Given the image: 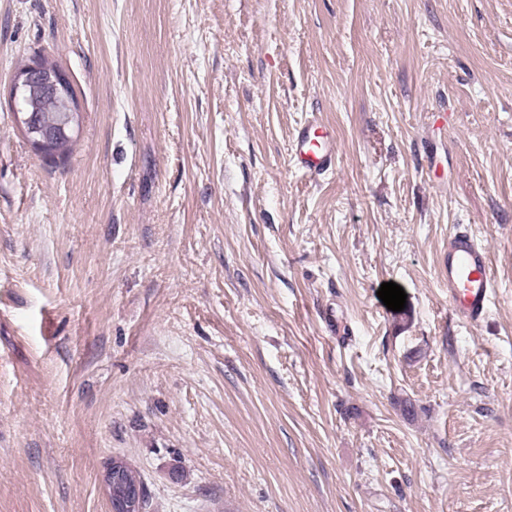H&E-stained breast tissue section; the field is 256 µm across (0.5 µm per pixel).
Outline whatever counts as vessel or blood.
I'll return each mask as SVG.
<instances>
[{
	"label": "vessel or blood",
	"mask_w": 512,
	"mask_h": 512,
	"mask_svg": "<svg viewBox=\"0 0 512 512\" xmlns=\"http://www.w3.org/2000/svg\"><path fill=\"white\" fill-rule=\"evenodd\" d=\"M290 156L304 174L320 175L332 168L336 146L327 132L306 124L293 138ZM447 267L450 307L463 321L479 322L496 288L486 246L470 231L450 234Z\"/></svg>",
	"instance_id": "obj_1"
}]
</instances>
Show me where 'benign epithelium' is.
Wrapping results in <instances>:
<instances>
[{"label":"benign epithelium","instance_id":"obj_1","mask_svg":"<svg viewBox=\"0 0 512 512\" xmlns=\"http://www.w3.org/2000/svg\"><path fill=\"white\" fill-rule=\"evenodd\" d=\"M70 77L60 66L39 57L14 73L10 86V99L16 124L28 136L29 145L37 154L46 147L61 142V133L56 128L40 125L34 112L36 98L51 93L63 104L61 111L68 113L65 126L73 134L80 133L79 118L81 107L77 100L70 98ZM102 482L106 491L110 512H144L145 493L137 485L127 487L122 481L121 469L109 468Z\"/></svg>","mask_w":512,"mask_h":512}]
</instances>
